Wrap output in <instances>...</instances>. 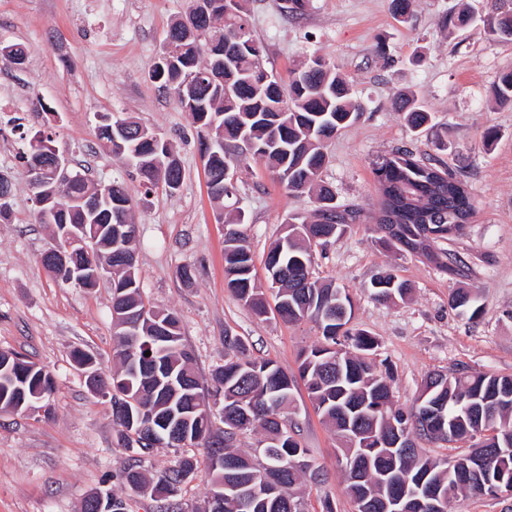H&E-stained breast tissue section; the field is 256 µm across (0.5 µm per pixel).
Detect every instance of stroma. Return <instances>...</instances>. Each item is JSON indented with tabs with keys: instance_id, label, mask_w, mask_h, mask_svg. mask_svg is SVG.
<instances>
[{
	"instance_id": "35a3bbf8",
	"label": "stroma",
	"mask_w": 512,
	"mask_h": 512,
	"mask_svg": "<svg viewBox=\"0 0 512 512\" xmlns=\"http://www.w3.org/2000/svg\"><path fill=\"white\" fill-rule=\"evenodd\" d=\"M460 0H413L407 20L390 0H308L303 14L287 15L285 0H249L250 22L262 42L265 67L289 80L306 56L334 63L364 104L363 116L327 142L322 178L338 203L363 213L340 238L313 249L316 276L348 289L354 325L378 342L375 363L392 376L396 406H411L432 372L512 375V107L492 95L512 70V42L485 37L481 26L440 25ZM189 0H0V42L27 47L23 67L0 63V102L27 116L24 133L0 129V173L12 180V219L0 223V351L17 352L56 380L50 412L0 410V512H82L85 497L108 489L126 512H157V502L131 493L120 480L133 455L119 439L108 398L89 391L71 353L93 354L105 373L117 362L109 282L83 288L46 272L43 253L54 227L36 220L37 205L21 154L27 137L53 115L55 146L71 171L96 182L120 180L136 201L135 247L144 299L176 312L202 384L224 362V337H240L246 356L275 360L296 373L299 352L318 343L314 323L261 320L224 281L225 218L207 193L196 126L149 78L170 23ZM388 54L378 57L377 43ZM401 88L418 91L432 121L410 128L391 100ZM132 117L168 140L184 170L179 190L145 193L138 179L97 138L99 116ZM493 129V142L483 132ZM405 146L417 159L454 171L468 186L473 215L460 236L439 241L459 257L465 273L451 276L425 258L396 254L376 241L378 185L373 164ZM243 229L255 257L256 283L266 287L264 256L292 214L315 208L306 194H290L265 162L238 167ZM192 267V283L178 271ZM394 269L414 291L407 301L378 302L369 283ZM472 289L477 321L448 306L449 293ZM301 442L321 475L295 493L308 512H354L336 463L335 432L315 411L304 384L294 392Z\"/></svg>"
}]
</instances>
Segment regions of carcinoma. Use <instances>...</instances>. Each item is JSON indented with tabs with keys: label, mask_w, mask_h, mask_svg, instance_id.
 <instances>
[{
	"label": "carcinoma",
	"mask_w": 512,
	"mask_h": 512,
	"mask_svg": "<svg viewBox=\"0 0 512 512\" xmlns=\"http://www.w3.org/2000/svg\"><path fill=\"white\" fill-rule=\"evenodd\" d=\"M247 0H239L230 13L200 18L198 36H188L191 13L174 21L167 38L177 63L200 71L202 65L213 76L224 75L213 64L210 43L238 46L230 92H224L217 79L198 80L184 94L168 85L170 74L150 78L171 94L178 105L191 113L204 136L215 133L222 144L213 148L205 169L210 196L216 201L237 202L239 189L224 180L225 164L233 157L266 158L276 181L290 193L309 192L315 196V219L292 217L283 233L270 245L264 266L274 306L255 288L254 259L244 244V212L235 211V226L225 235L224 274L227 287L258 318L273 313L281 319L299 322L313 320L323 342L300 352L298 375L288 374L269 358H242L244 344L237 336H224V347L235 355L212 373L214 389H205L192 366V353L183 343L181 321L173 311L156 310L146 304L139 286L137 260L132 248V198L126 186L112 182L111 201L90 215L78 199L94 189L78 173L63 186L53 224L58 233L81 224L112 228V238L99 237L97 251L112 260V319L126 317L134 324L135 335L115 333V356L120 368L112 374V418L120 428L125 445H136L137 458L121 474L125 487L163 503L164 512H178L176 496L181 484L199 464L212 473L211 491L224 486V504L208 505L212 512H305L304 504L292 488L303 476H314L307 460L308 449L299 439L292 422L293 390L303 381L315 410L340 437L341 455L353 464L341 466L345 473L347 496L356 512H385L388 486L382 472H389L397 484L416 485L422 481L444 494L443 506L463 494L497 497L512 492V398L504 400V389L512 391V377L483 372H462L443 376L429 374L420 391L444 409V419L424 425L421 406L409 409L391 404L390 375L379 373L367 356L378 347L375 337L351 325L353 303L346 289L312 275L311 245L326 244L342 236L357 223L360 211L334 203L335 194L321 180L326 164L323 143L340 129L355 123L365 111L353 88L332 62L320 69L303 66L286 84H260L253 73L255 61L263 56V45L250 27ZM486 35L512 41V0H500L497 13L483 23ZM501 105L512 106V72L502 74L493 88ZM393 108L404 114L407 123L419 129L431 121V113L421 104L417 92L395 93ZM52 134L36 133L23 156L24 167L49 161L47 146ZM170 150L164 138L150 129L125 141L119 157L133 162V174L145 192L159 182L181 179L182 168L159 170ZM430 166L416 159L407 149L398 148L375 162L380 190L405 200L399 217L400 234L389 237L376 227L378 242L388 249L418 253L437 268L450 274L461 271V260L439 251L435 243L445 236L428 235L443 231L457 215L473 211L468 192L448 197L445 185L433 179ZM379 301L405 299L412 286L385 272L370 281ZM450 307L476 318L480 306L472 292L458 288ZM151 355H145V352ZM0 369V402L3 406L30 401L38 392L55 388L50 372L30 371L20 355L8 359ZM214 394L221 396L226 428L245 432L258 425L264 431L261 456L242 451L224 442V431L211 430L203 420L191 419L188 433L175 440L163 436L165 446L183 448L192 439L204 437L206 457L178 459L173 466L148 479L140 471L142 456L155 448L144 419V411L167 420L171 413L200 406ZM467 441L469 451L443 459L418 448V441Z\"/></svg>",
	"instance_id": "cac0c4a2"
}]
</instances>
